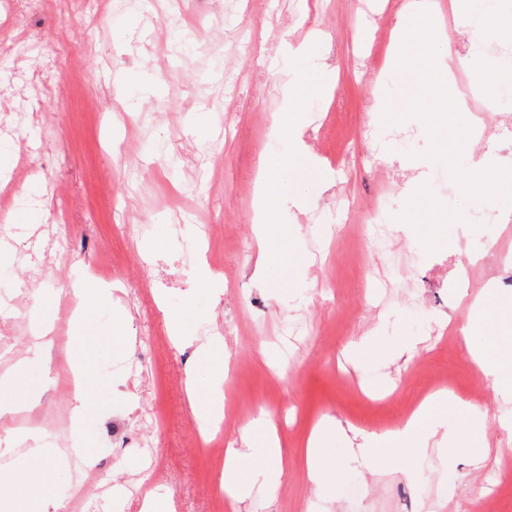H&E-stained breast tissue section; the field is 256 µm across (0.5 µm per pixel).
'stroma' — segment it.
I'll use <instances>...</instances> for the list:
<instances>
[{
  "mask_svg": "<svg viewBox=\"0 0 512 512\" xmlns=\"http://www.w3.org/2000/svg\"><path fill=\"white\" fill-rule=\"evenodd\" d=\"M67 5L44 0L26 13L19 0H0V83L21 106L0 110V147L9 167L22 160L33 171L15 187L13 224L0 228V327L11 336L0 374L27 363L34 425L57 447L70 436V398L46 387V367L87 352L92 372L112 383L93 431L96 485L79 487L66 460L54 462L63 512H141L143 497L124 493L126 484L170 493L175 512H227L224 460L198 446L187 387L189 373L206 378L227 362L236 376L222 384L225 441L264 409L288 456L285 473L255 486L241 512H452L471 498L512 512V482L490 478L512 454V393L478 371L456 332L475 300L512 304V223L463 220L478 204L504 209L506 197L473 189L476 146L455 155L453 173L434 167L415 184L408 168L460 135L446 112L442 59L410 33L408 68L355 79L370 23L353 0H85L62 28L55 16ZM314 28L325 38L295 76L283 46L308 42ZM181 40L195 51L182 53ZM325 62L334 100L323 86ZM35 73L41 85L31 83ZM377 95L396 109L389 120L370 118ZM288 98L301 116L295 144L272 132ZM298 144L331 186L319 193L280 184L275 285L259 288L256 171L263 157L288 158ZM383 164L402 185L388 202L381 251L362 221ZM205 232L224 276L217 304L195 287L193 244ZM144 244L156 249L151 260L138 255ZM37 264L46 271L39 283L30 278ZM95 265L127 295L87 312L81 342L66 337L34 356L37 301H46L47 319H68L70 270ZM181 307L191 336L223 338L210 362L172 342L165 311ZM371 336L416 350L356 371L344 351ZM440 379L487 408L478 419L490 447L482 465L433 450L371 471L338 470L320 488L308 480L302 453L316 423L382 434ZM153 404L164 414L157 428L146 414ZM146 442L160 453L152 469L141 456Z\"/></svg>",
  "mask_w": 512,
  "mask_h": 512,
  "instance_id": "35a3bbf8",
  "label": "stroma"
}]
</instances>
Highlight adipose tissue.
<instances>
[{
	"label": "adipose tissue",
	"mask_w": 512,
	"mask_h": 512,
	"mask_svg": "<svg viewBox=\"0 0 512 512\" xmlns=\"http://www.w3.org/2000/svg\"><path fill=\"white\" fill-rule=\"evenodd\" d=\"M396 45L389 64L394 68H404L409 64V52L404 42L407 27L414 29L423 37L433 39L436 50L448 66L463 65L476 74H496L494 61L483 51H475L467 56H459L453 44L439 36L436 27L442 18L438 0H406L396 11ZM288 177L303 178L315 188L324 187L329 177L323 172L314 157L303 150H296L288 165L275 160H264L263 174L256 195L255 244L257 260L255 278L260 287H268L266 265L275 243L269 236L272 224L279 218L280 203L274 193L276 182ZM73 373L76 386L71 394V440L76 456H89L91 450L86 437L88 429L101 417L104 410L103 398L111 392V385L102 383L92 374L84 362L73 361ZM452 409L467 414L471 403L442 392L424 399L399 428L381 435L364 434L357 448L349 452V461L362 464L365 468H374L379 457L385 455H403L413 457L421 453L422 447L435 433L437 416L443 409ZM29 438L34 447L18 455L14 463V474L0 506L5 512H58L60 503L55 492V484L48 474L54 462L55 449L40 447L41 433L33 429ZM286 453L272 425L267 411H259L247 424L241 435L240 444H229L224 450V478L221 488L229 500L230 508L248 497L255 485L267 475L282 473ZM38 464L43 471L39 485H32L25 479L24 472L31 464Z\"/></svg>",
	"instance_id": "ef3b65f1"
}]
</instances>
